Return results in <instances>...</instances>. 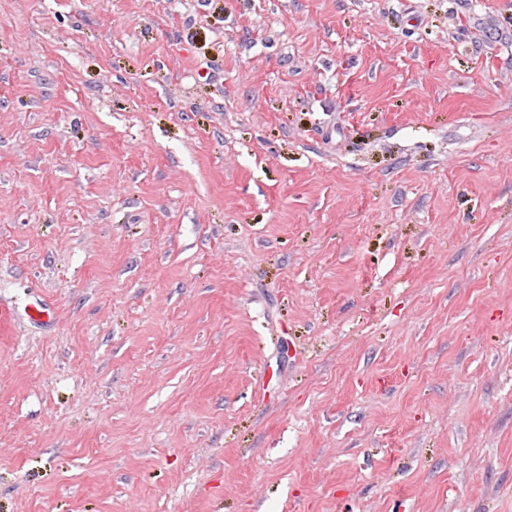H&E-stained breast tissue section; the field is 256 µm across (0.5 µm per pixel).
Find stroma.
Masks as SVG:
<instances>
[{
  "instance_id": "1",
  "label": "stroma",
  "mask_w": 512,
  "mask_h": 512,
  "mask_svg": "<svg viewBox=\"0 0 512 512\" xmlns=\"http://www.w3.org/2000/svg\"><path fill=\"white\" fill-rule=\"evenodd\" d=\"M0 512H512V0H0Z\"/></svg>"
}]
</instances>
